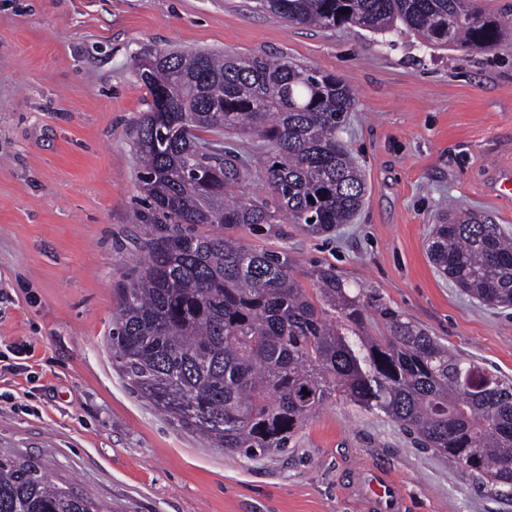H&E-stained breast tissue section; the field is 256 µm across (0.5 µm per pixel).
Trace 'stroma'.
<instances>
[{
  "label": "stroma",
  "mask_w": 512,
  "mask_h": 512,
  "mask_svg": "<svg viewBox=\"0 0 512 512\" xmlns=\"http://www.w3.org/2000/svg\"><path fill=\"white\" fill-rule=\"evenodd\" d=\"M256 0H0V458L36 464L104 512H363L362 469L387 472L403 512H512V493L415 446L380 412L328 400L287 451L209 447L132 393L106 339L139 265L135 123L158 52L278 56L341 76L357 104L340 137L366 179L354 223L312 236L236 230L288 254L298 278L332 265L460 357L512 380V308L448 281L427 247L449 203L512 234V41L489 52L388 45L358 28L291 25ZM31 354L5 371L11 345Z\"/></svg>",
  "instance_id": "1"
}]
</instances>
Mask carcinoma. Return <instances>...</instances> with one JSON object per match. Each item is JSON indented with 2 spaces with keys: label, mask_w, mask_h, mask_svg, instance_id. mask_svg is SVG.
<instances>
[{
  "label": "carcinoma",
  "mask_w": 512,
  "mask_h": 512,
  "mask_svg": "<svg viewBox=\"0 0 512 512\" xmlns=\"http://www.w3.org/2000/svg\"><path fill=\"white\" fill-rule=\"evenodd\" d=\"M289 24L409 32L427 48L488 51L508 36L480 0H260ZM138 64L152 96L136 122L146 257L123 287L107 345L131 390L171 424L252 459L286 450L331 396L384 413L419 443L512 487V382L459 358L334 267L309 294L285 253L230 232L286 217L310 235L349 224L366 194L338 132L357 99L342 78L286 58L157 53ZM267 146L259 166L205 133ZM258 178L267 198L240 191ZM428 256L489 306H512V237L448 210ZM382 325L372 335L367 323ZM307 393H302V389ZM0 512H103L35 465L0 460Z\"/></svg>",
  "instance_id": "carcinoma-1"
}]
</instances>
